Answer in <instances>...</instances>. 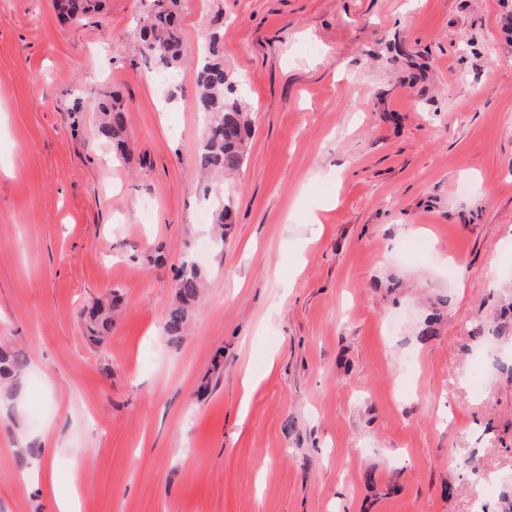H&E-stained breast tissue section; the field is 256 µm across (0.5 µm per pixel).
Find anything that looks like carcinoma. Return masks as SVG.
<instances>
[{
  "label": "carcinoma",
  "instance_id": "cac0c4a2",
  "mask_svg": "<svg viewBox=\"0 0 512 512\" xmlns=\"http://www.w3.org/2000/svg\"><path fill=\"white\" fill-rule=\"evenodd\" d=\"M181 0H153L151 15L142 29L143 55L158 59L165 67H180L186 53L180 20ZM55 8L63 20L79 21L99 9L98 0H55ZM199 102L207 112L209 125L200 149L202 166L214 172L236 171L242 167L250 123L244 104L233 97L234 83L224 65V47L219 35L210 37L197 71ZM97 135L104 142L123 143L127 113L123 104L113 101L99 106ZM234 223L232 206L224 204L213 213L218 244H224V228ZM205 270L193 263L183 264L174 276L175 301L167 310L164 329L172 339L182 337L191 319L192 307L200 298ZM120 295L112 290V298L98 304L89 313L92 333L99 338L112 325V310L119 306ZM508 313L492 321L480 322L473 335L486 342L512 340V301L506 303ZM27 368L25 356L0 349V381L15 388Z\"/></svg>",
  "mask_w": 512,
  "mask_h": 512
}]
</instances>
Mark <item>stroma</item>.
Here are the masks:
<instances>
[{
    "instance_id": "stroma-1",
    "label": "stroma",
    "mask_w": 512,
    "mask_h": 512,
    "mask_svg": "<svg viewBox=\"0 0 512 512\" xmlns=\"http://www.w3.org/2000/svg\"><path fill=\"white\" fill-rule=\"evenodd\" d=\"M152 5L0 0V346L28 361L0 449L37 450L0 465V512H55L46 482L74 476L78 512H498L512 349L471 330L512 295V0H181L252 114L220 247L196 64L171 84L142 57ZM110 94L122 158L96 133ZM190 259L208 276L174 344ZM98 0H56L55 8L62 20H82L99 9ZM117 289L112 290V298L106 304H97L89 313L91 330L95 338L108 332L112 325V309L119 306L120 295Z\"/></svg>"
}]
</instances>
